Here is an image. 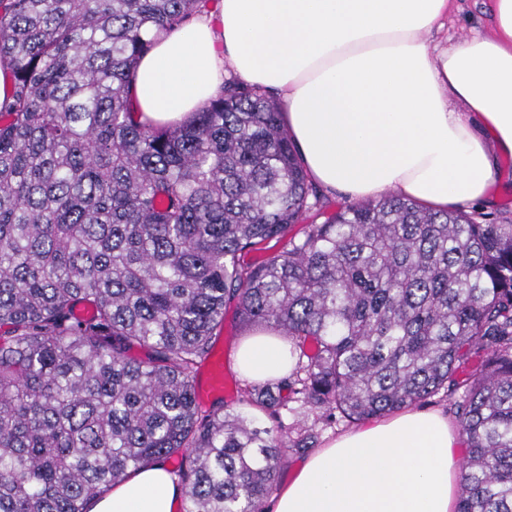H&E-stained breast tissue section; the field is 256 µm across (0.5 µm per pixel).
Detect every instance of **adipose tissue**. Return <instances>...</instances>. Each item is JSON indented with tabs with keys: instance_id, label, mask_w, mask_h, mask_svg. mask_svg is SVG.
<instances>
[{
	"instance_id": "ef3b65f1",
	"label": "adipose tissue",
	"mask_w": 512,
	"mask_h": 512,
	"mask_svg": "<svg viewBox=\"0 0 512 512\" xmlns=\"http://www.w3.org/2000/svg\"><path fill=\"white\" fill-rule=\"evenodd\" d=\"M454 0H220L154 36L134 76V104L156 123L189 118L226 75L278 94L309 179L352 200L394 192L436 210L492 206L512 156V0H491V35L443 48L425 40ZM233 368L284 377L288 346L258 331ZM457 435L447 417L383 418L316 450L270 499L269 512H456ZM167 468L132 472L90 512H173Z\"/></svg>"
}]
</instances>
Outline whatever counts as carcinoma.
I'll use <instances>...</instances> for the list:
<instances>
[{"label": "carcinoma", "instance_id": "obj_1", "mask_svg": "<svg viewBox=\"0 0 512 512\" xmlns=\"http://www.w3.org/2000/svg\"><path fill=\"white\" fill-rule=\"evenodd\" d=\"M208 7L0 0V512H89L175 455L183 512H264L308 419L440 393L467 443L457 512H512V215L398 194L329 214L277 103L233 77L183 123L140 121L149 34ZM229 304L288 341V376L243 389L266 425L196 396Z\"/></svg>", "mask_w": 512, "mask_h": 512}]
</instances>
